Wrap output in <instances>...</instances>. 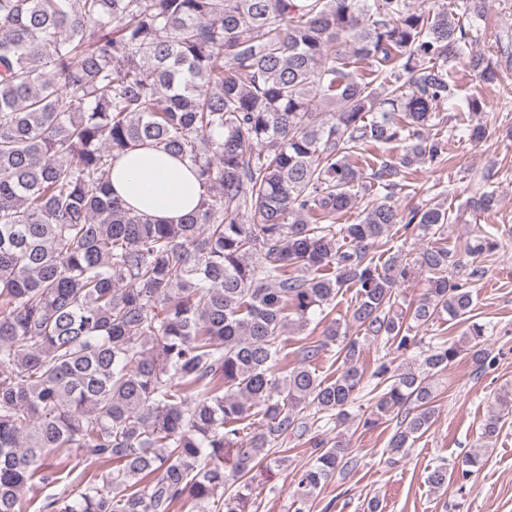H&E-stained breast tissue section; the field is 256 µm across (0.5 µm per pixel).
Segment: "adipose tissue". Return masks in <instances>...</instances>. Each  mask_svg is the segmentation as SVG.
I'll return each mask as SVG.
<instances>
[{"mask_svg": "<svg viewBox=\"0 0 512 512\" xmlns=\"http://www.w3.org/2000/svg\"><path fill=\"white\" fill-rule=\"evenodd\" d=\"M110 180L115 196L134 212L167 224L178 223L201 202L194 168L157 149L115 159Z\"/></svg>", "mask_w": 512, "mask_h": 512, "instance_id": "ef3b65f1", "label": "adipose tissue"}]
</instances>
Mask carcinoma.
Masks as SVG:
<instances>
[{
  "label": "carcinoma",
  "mask_w": 512,
  "mask_h": 512,
  "mask_svg": "<svg viewBox=\"0 0 512 512\" xmlns=\"http://www.w3.org/2000/svg\"><path fill=\"white\" fill-rule=\"evenodd\" d=\"M472 42L446 2L0 0V512H27L25 490L59 475L57 448L75 450L76 479L51 512H210L230 481L222 512H247L248 475L289 437L346 423L363 392V426L396 420L387 451L405 455L434 422L435 378L464 351L478 366L490 356L476 322L458 342L418 329L469 320L495 239L431 243L414 262L374 253L451 223L437 204L394 199L401 172L448 152L435 132L454 94L448 62L465 55L481 83L500 80ZM470 109L480 143L479 99ZM391 144L401 152L369 174L352 162ZM154 148L203 188L177 224L112 196L114 159ZM369 181L384 194L365 203ZM467 204L488 211L497 196L482 188ZM418 270L428 288L399 311L396 286ZM351 286L357 337L332 317ZM316 315L322 338L288 367L278 339ZM367 341L418 359L382 361L367 383ZM333 345L329 381L316 364ZM511 416L512 397L497 399L478 447L428 483L467 484ZM314 448L295 512L351 460L339 436Z\"/></svg>",
  "instance_id": "1"
}]
</instances>
